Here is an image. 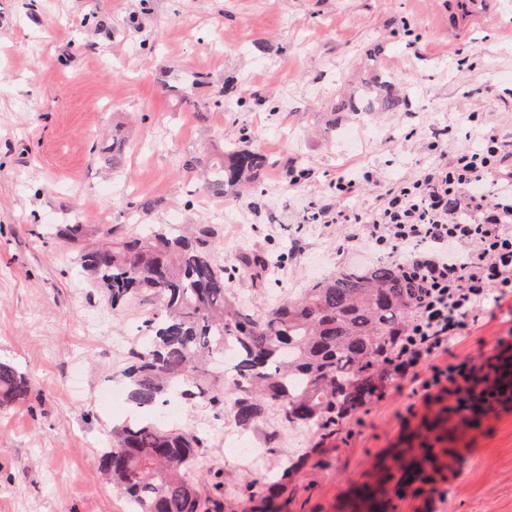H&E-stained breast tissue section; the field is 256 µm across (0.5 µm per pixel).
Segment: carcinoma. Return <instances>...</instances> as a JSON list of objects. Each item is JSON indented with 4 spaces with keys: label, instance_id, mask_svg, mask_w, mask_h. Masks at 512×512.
<instances>
[{
    "label": "carcinoma",
    "instance_id": "cac0c4a2",
    "mask_svg": "<svg viewBox=\"0 0 512 512\" xmlns=\"http://www.w3.org/2000/svg\"><path fill=\"white\" fill-rule=\"evenodd\" d=\"M364 110L400 105L392 76L353 96ZM242 128L217 156L189 155L183 168L199 172L207 188L223 196L253 189L272 162L250 146ZM105 242H88L87 226L62 224L55 237L76 245L74 261L116 308L147 300L153 311L141 326L142 343L126 354L127 400L140 412L167 403L175 388L189 402L200 400L236 426L248 429L274 411L281 427L305 429L313 446L289 455L270 478L253 479L239 495L226 492L224 473L198 472L194 463L210 453L209 439L177 425L127 418L112 426V444L99 462L131 506L145 512H276L288 481L353 412L378 398L395 378L420 291L400 265L378 261L318 280L297 298L265 312L235 300L219 260L221 230L213 224H168L130 236L119 221L103 228ZM269 270L243 256L237 271ZM237 352L235 374L217 368L224 349ZM29 378L0 362V408L24 406Z\"/></svg>",
    "mask_w": 512,
    "mask_h": 512
}]
</instances>
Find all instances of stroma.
Listing matches in <instances>:
<instances>
[{"label": "stroma", "mask_w": 512, "mask_h": 512, "mask_svg": "<svg viewBox=\"0 0 512 512\" xmlns=\"http://www.w3.org/2000/svg\"><path fill=\"white\" fill-rule=\"evenodd\" d=\"M373 52L405 102L350 111ZM198 73L208 84H194ZM228 75L235 99L206 112L170 92L209 101ZM473 111L512 138V0H488L454 31L448 0H0V362L40 398L0 409V512H129L98 465L116 422L98 396L125 364L108 337L134 344L151 306H107L54 238L71 211L93 236L102 213L146 199L159 202L149 223L222 226L225 268L246 253L276 262L265 281L228 282L262 312L380 260L359 225L304 223L337 177L373 172L349 202L371 207L427 164L420 146L435 129L451 150L474 146ZM120 125L131 145L114 165L103 154ZM243 127L277 162L258 191L217 196L180 169L184 154L220 152ZM290 165L308 170L301 186H288ZM123 184L129 195L100 193ZM501 357L512 358V299L488 298L420 373ZM456 406L448 391L423 395L414 376L389 382L295 475L278 512H512V406ZM176 422L210 436L198 467L222 469L230 492L277 465L225 454L224 419L205 404H182Z\"/></svg>", "instance_id": "stroma-1"}]
</instances>
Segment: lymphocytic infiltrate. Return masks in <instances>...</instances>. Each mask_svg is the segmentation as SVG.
<instances>
[{"label":"lymphocytic infiltrate","mask_w":512,"mask_h":512,"mask_svg":"<svg viewBox=\"0 0 512 512\" xmlns=\"http://www.w3.org/2000/svg\"><path fill=\"white\" fill-rule=\"evenodd\" d=\"M430 161L415 176L396 182L369 209L346 207L372 173L338 178L332 193L313 205L319 224H357L373 249L404 252L407 274L423 290L406 337L399 371L408 374L447 348L489 294L512 296V140L481 131L476 146L452 153L441 132L421 145ZM457 394L475 393L511 404L493 364L461 375Z\"/></svg>","instance_id":"lymphocytic-infiltrate-1"}]
</instances>
